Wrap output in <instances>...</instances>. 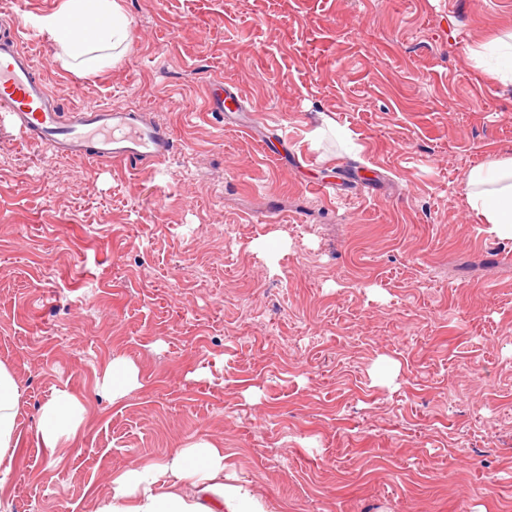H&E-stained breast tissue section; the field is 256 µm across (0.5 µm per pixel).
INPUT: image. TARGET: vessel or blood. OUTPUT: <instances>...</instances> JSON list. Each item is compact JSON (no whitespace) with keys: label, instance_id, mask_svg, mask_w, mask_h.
Wrapping results in <instances>:
<instances>
[{"label":"vessel or blood","instance_id":"b4317fda","mask_svg":"<svg viewBox=\"0 0 512 512\" xmlns=\"http://www.w3.org/2000/svg\"><path fill=\"white\" fill-rule=\"evenodd\" d=\"M9 33L0 38V112L38 144L53 152L130 166L165 160L174 143L169 132L144 122L126 107L74 106L62 120L60 105L48 88L34 56L21 44L18 21L7 16ZM212 112H238L242 105L227 83H219L208 106Z\"/></svg>","mask_w":512,"mask_h":512}]
</instances>
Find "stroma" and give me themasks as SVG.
Returning <instances> with one entry per match:
<instances>
[{
  "label": "stroma",
  "instance_id": "35a3bbf8",
  "mask_svg": "<svg viewBox=\"0 0 512 512\" xmlns=\"http://www.w3.org/2000/svg\"><path fill=\"white\" fill-rule=\"evenodd\" d=\"M119 2L103 73L22 42L62 108L141 112L166 160L59 157L0 116L11 512H93L197 438L270 512H512V239L463 193L512 156V84L463 51L512 33V0ZM219 77L243 111H204ZM116 356L141 383L118 401ZM60 390L86 422L56 463L36 429ZM101 387L112 396V400H119L128 396L139 387L138 369L135 364L125 357H116L106 367Z\"/></svg>",
  "mask_w": 512,
  "mask_h": 512
}]
</instances>
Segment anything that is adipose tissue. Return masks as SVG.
Masks as SVG:
<instances>
[{
	"label": "adipose tissue",
	"instance_id": "adipose-tissue-1",
	"mask_svg": "<svg viewBox=\"0 0 512 512\" xmlns=\"http://www.w3.org/2000/svg\"><path fill=\"white\" fill-rule=\"evenodd\" d=\"M34 25L55 47L65 70L96 75L119 61L130 37L129 20L117 0H60ZM467 203L491 232L512 238V157L472 167L464 183ZM20 389L0 363V488L15 474ZM85 407L63 391L45 403L37 437L51 449L66 447L83 429ZM95 512H268L249 481L217 442H186L165 458L133 462L112 474V493Z\"/></svg>",
	"mask_w": 512,
	"mask_h": 512
}]
</instances>
